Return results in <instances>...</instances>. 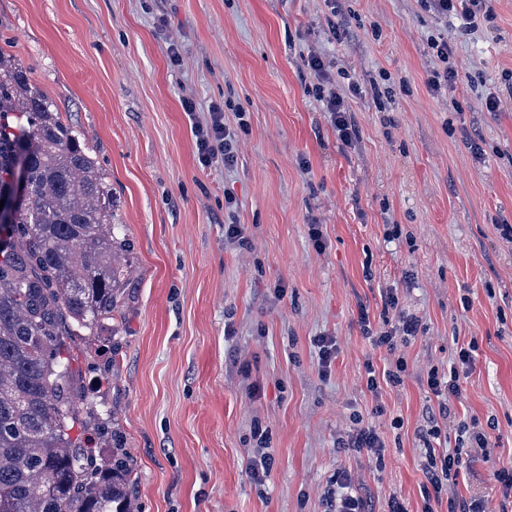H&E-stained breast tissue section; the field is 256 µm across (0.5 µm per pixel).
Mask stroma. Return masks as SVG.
Here are the masks:
<instances>
[{
	"instance_id": "obj_1",
	"label": "stroma",
	"mask_w": 512,
	"mask_h": 512,
	"mask_svg": "<svg viewBox=\"0 0 512 512\" xmlns=\"http://www.w3.org/2000/svg\"><path fill=\"white\" fill-rule=\"evenodd\" d=\"M487 8L455 38L461 81L436 96L426 38L439 24L421 0H0V50L84 133L130 244L118 320L68 340L67 355L101 412L71 435L108 458L120 432L133 512H327L341 469L365 512L393 497L422 512L423 435L439 427L442 453L471 421L490 447L435 512L475 492L500 500L495 475L512 464V0ZM312 53L363 88L349 100L354 146L313 96ZM382 79L392 96L380 105L369 86ZM490 92L498 111L485 109ZM187 95L202 122L214 103L231 126L246 109L234 167L199 166ZM228 192L242 245L225 236ZM389 292L420 324L393 354L358 323L364 308L379 327ZM319 335L338 348L326 371ZM468 344L462 395L441 414L427 371L449 370ZM399 356L401 384L373 396L366 363ZM358 417L383 440V465L338 447ZM258 430L275 458L261 486L246 474Z\"/></svg>"
}]
</instances>
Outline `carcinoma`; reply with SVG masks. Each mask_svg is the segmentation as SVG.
<instances>
[{
	"mask_svg": "<svg viewBox=\"0 0 512 512\" xmlns=\"http://www.w3.org/2000/svg\"><path fill=\"white\" fill-rule=\"evenodd\" d=\"M31 196L0 222V512H131L133 459L69 434L94 405L73 392L67 336L118 312L128 242L112 183L85 136L0 50V184L18 165Z\"/></svg>",
	"mask_w": 512,
	"mask_h": 512,
	"instance_id": "obj_1",
	"label": "carcinoma"
}]
</instances>
